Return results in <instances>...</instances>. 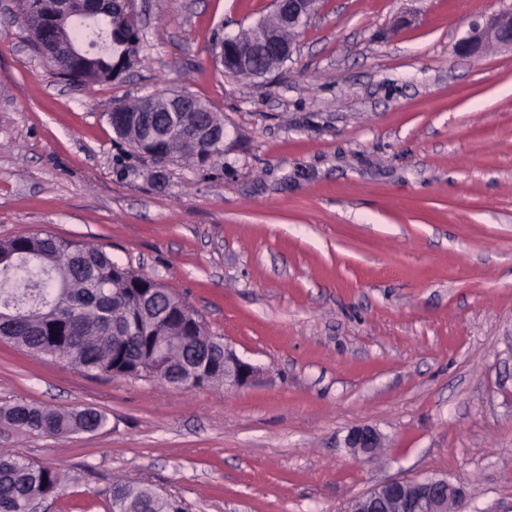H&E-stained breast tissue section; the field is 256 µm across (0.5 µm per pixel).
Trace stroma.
<instances>
[{
  "label": "stroma",
  "mask_w": 512,
  "mask_h": 512,
  "mask_svg": "<svg viewBox=\"0 0 512 512\" xmlns=\"http://www.w3.org/2000/svg\"><path fill=\"white\" fill-rule=\"evenodd\" d=\"M511 7L323 0L254 79L212 46L272 0H135L133 64L75 88L0 0V241L101 248L259 369L183 388L0 340V403L109 416L68 436L0 425V451L65 473L44 512H110L119 481L187 512H344L433 475L462 512H512V52L455 51ZM165 90L219 113L221 155L161 162L116 137L113 104ZM364 424L371 459L344 446ZM381 442V433L370 425L356 426L345 437V447L362 456L374 455L382 447Z\"/></svg>",
  "instance_id": "35a3bbf8"
}]
</instances>
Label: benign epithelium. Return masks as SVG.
<instances>
[{
    "instance_id": "obj_1",
    "label": "benign epithelium",
    "mask_w": 512,
    "mask_h": 512,
    "mask_svg": "<svg viewBox=\"0 0 512 512\" xmlns=\"http://www.w3.org/2000/svg\"><path fill=\"white\" fill-rule=\"evenodd\" d=\"M95 0H52L49 11L40 17L39 23L45 39V55H58L61 40L57 31L61 23L70 24L77 19H93L98 11L91 7ZM320 0H273L276 26L257 28L254 36L243 40L239 35L227 36L214 47V58L220 62L231 55L237 69L252 73L257 78L283 67L292 57L293 41H285L281 30L296 32L317 11ZM496 44L512 49V10L509 9L488 19L483 27H475L456 45L463 56H472L482 50L484 43ZM197 112L204 107L186 93L157 92L144 97L146 112H183L187 105ZM164 136L154 132L135 145L144 155L173 161L177 155L169 153L163 146ZM112 374L132 377L155 378V371L146 366L130 368L115 367ZM257 368L239 358L229 348H224V366L216 364L208 355L193 358L188 374L182 376L180 384L206 386L216 377L224 379L229 386H244L253 381ZM381 433L373 426L352 428L345 437V447L354 454L372 456L381 448ZM465 497L462 487L448 481L446 477H424L421 479H393L362 493L351 500L344 512H461Z\"/></svg>"
}]
</instances>
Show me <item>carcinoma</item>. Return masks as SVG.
<instances>
[{"label":"carcinoma","mask_w":512,"mask_h":512,"mask_svg":"<svg viewBox=\"0 0 512 512\" xmlns=\"http://www.w3.org/2000/svg\"><path fill=\"white\" fill-rule=\"evenodd\" d=\"M48 0H19L18 21L40 50L34 21ZM99 33L110 51L86 59L49 62L52 73L71 85L85 87L112 78V65L123 52L127 31H112L106 16L94 26L81 20L65 40L79 43ZM140 101L118 103L108 113L111 125L127 126L118 138L131 145L141 136ZM194 114L172 122V150L200 163L222 152L191 133ZM0 256L11 270L0 278V338L10 339L34 354L63 359L88 371L112 372L123 361L146 362L168 378L169 365L209 348L224 357V344L208 335L199 319L174 307L177 297L167 288L154 289L148 278L129 289L135 272L105 251L52 234L19 235L0 242ZM0 424L29 432L66 436L94 433L108 424L105 412L90 408L51 409L26 402L0 406ZM63 475L50 465L36 464L13 453H0V512H20L30 497L52 498L63 490ZM111 512H186L182 503L141 486L118 482L110 493Z\"/></svg>","instance_id":"obj_1"}]
</instances>
